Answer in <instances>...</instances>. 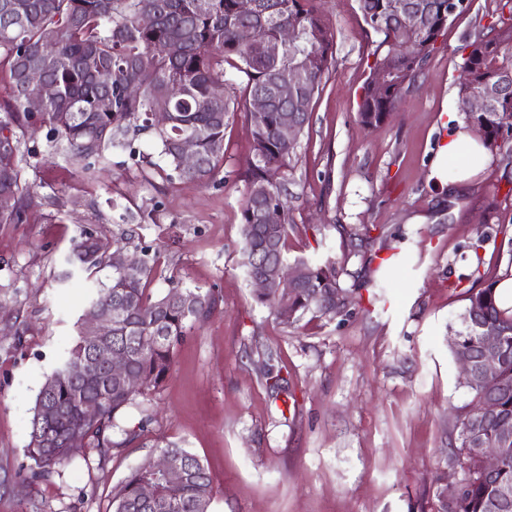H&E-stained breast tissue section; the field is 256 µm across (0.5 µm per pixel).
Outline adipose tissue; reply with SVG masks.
<instances>
[{"label":"adipose tissue","instance_id":"obj_1","mask_svg":"<svg viewBox=\"0 0 512 512\" xmlns=\"http://www.w3.org/2000/svg\"><path fill=\"white\" fill-rule=\"evenodd\" d=\"M448 125V137L436 150L428 178L456 193L473 187L475 176L490 162L491 155L463 119L449 115Z\"/></svg>","mask_w":512,"mask_h":512}]
</instances>
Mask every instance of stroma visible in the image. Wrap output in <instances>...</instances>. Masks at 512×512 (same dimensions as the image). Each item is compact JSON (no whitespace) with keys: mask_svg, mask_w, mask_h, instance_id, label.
<instances>
[{"mask_svg":"<svg viewBox=\"0 0 512 512\" xmlns=\"http://www.w3.org/2000/svg\"><path fill=\"white\" fill-rule=\"evenodd\" d=\"M504 2L466 0L396 112L366 129L359 104L379 37L358 0H313L335 44L288 170L287 255L335 262L356 301L347 316L309 312L287 326L256 301L240 254L252 141L244 112L225 127L215 185L169 181L132 158L134 147L154 151L149 132L106 148L90 169L45 133L27 140L41 155L24 169L34 202L24 223L0 224V512H110L130 473L168 443L207 468L210 512H435L434 476L472 400L451 330L468 290L512 271V157L493 155L477 187L454 195L427 175L458 109L464 48L487 35ZM154 204L159 223H138ZM85 228L131 253L159 252L152 294L215 287L222 302L175 348L162 384L118 417L116 448L88 449L35 478L32 409L89 295L83 275L59 280ZM364 231L369 239L349 246V233ZM370 278L380 287L353 289Z\"/></svg>","mask_w":512,"mask_h":512,"instance_id":"obj_1","label":"stroma"}]
</instances>
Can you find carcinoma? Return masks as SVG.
Instances as JSON below:
<instances>
[{
  "mask_svg": "<svg viewBox=\"0 0 512 512\" xmlns=\"http://www.w3.org/2000/svg\"><path fill=\"white\" fill-rule=\"evenodd\" d=\"M308 2L256 0L254 12L244 15L238 0H0V63L7 68L10 84V98L0 105V163L12 170L10 180H0V199L6 202L0 224L23 222L32 205L19 146L35 136L36 128L47 129L49 142L66 144L84 161L99 158L107 146L123 144L131 134L149 131L157 139L158 160L148 154L142 163L168 179L206 185L224 165L229 114L242 109L252 133L242 206V263L251 280L270 262L288 264L286 241L297 225L288 210L285 181L298 141L280 138L278 117L285 109L292 111L300 135L309 126L335 39L326 19ZM359 8L365 24L381 36L359 109L361 125L372 128L390 118L451 15L448 0H359ZM144 14L154 16L155 22L142 25ZM244 26L257 32L248 45L238 39ZM285 28L292 32L288 41L280 37ZM489 28L492 37L466 45L460 110L467 124L485 129L483 141L490 151H512V21L499 15ZM227 65L245 77L243 87L226 83ZM32 66L56 87L55 96L36 113L27 107L35 91L27 78ZM293 70L302 73V83L285 104L276 97L275 86ZM131 85L137 94L128 93ZM259 96L268 99V108L256 115L251 106ZM473 96L489 99L485 111H470ZM159 105L169 112L163 126L152 118ZM186 138L195 143L199 163L194 169L182 167L179 145ZM270 209L280 211V223H264ZM111 247L94 230H84L66 258L70 268L61 281L77 273L91 277L110 265ZM157 264L158 255L143 247L138 265L112 268V276L95 288L86 310L111 318L112 335L91 339L85 321L79 320L76 337L46 377L36 396L27 448L32 477H50L87 447L102 454L113 447L117 416L136 396L147 395L163 382L175 347L217 307L219 296L213 288H173L152 297L148 284ZM293 264L305 268L306 274L288 297L256 296L280 323L293 325L309 311L330 319L350 311L345 303L349 291L340 286L334 262L297 258ZM467 301L461 328L453 333V355L476 353L483 327L501 333L498 372L467 385L473 405L489 394L496 398L494 418L477 429V439L494 447L498 426L512 423V312L498 307L493 282L468 292ZM103 342L126 354L140 380L138 389L129 390L104 366L89 375L80 372ZM88 399L100 406L90 419L81 408ZM74 430L82 437L77 444L69 443ZM468 437L460 428L463 491L450 505L439 502L440 512H498L495 489L512 486V447L505 449L499 470L488 474L466 448ZM163 451L181 455L183 471L163 478L154 471L153 460L144 461L114 495L112 512H209L212 482L200 459L177 445ZM144 481L156 484L150 503L140 499Z\"/></svg>",
  "mask_w": 512,
  "mask_h": 512,
  "instance_id": "cac0c4a2",
  "label": "carcinoma"
}]
</instances>
